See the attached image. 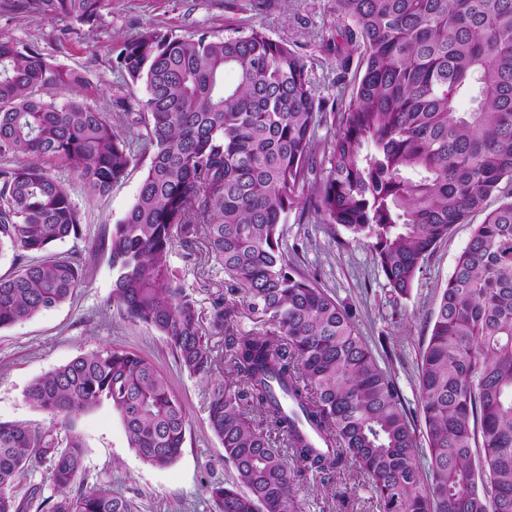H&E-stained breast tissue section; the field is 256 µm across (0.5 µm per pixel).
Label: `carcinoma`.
<instances>
[{"mask_svg":"<svg viewBox=\"0 0 512 512\" xmlns=\"http://www.w3.org/2000/svg\"><path fill=\"white\" fill-rule=\"evenodd\" d=\"M25 2L36 15L95 26L106 0ZM332 2L365 64L348 104L317 98L303 57L258 28L187 38L151 26L115 58L123 85L111 108L137 128L132 139L114 130L82 71L1 35L0 157L33 161L0 167V254L34 258L0 277V328L64 305L82 286L80 260L53 251L81 235L61 174L103 197L139 165L136 201L103 242L112 299L127 320L165 336L190 375H212L210 336L224 334L235 377L215 380L208 426L236 478L211 485L217 512H302L296 479L344 471L368 483L379 512H512V189H501L512 185V0ZM62 90L81 99L61 103ZM461 97L470 111L457 110ZM329 119L339 131L321 147L316 131ZM319 155L328 167L309 206L367 245L398 296L455 225L485 213L441 288L420 358L424 464L352 311L288 253V213ZM200 236L243 298L240 308L216 295L208 330L195 290L169 263L176 243ZM244 316L262 331L241 329ZM25 398L52 425L0 422V512H139L109 483L79 486L85 445L72 420L104 402L146 463L166 467L182 453L185 409L135 351L80 355ZM46 460L59 496L32 484L17 497Z\"/></svg>","mask_w":512,"mask_h":512,"instance_id":"carcinoma-1","label":"carcinoma"}]
</instances>
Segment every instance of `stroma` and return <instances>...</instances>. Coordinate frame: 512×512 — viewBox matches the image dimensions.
I'll return each instance as SVG.
<instances>
[{
  "instance_id": "35a3bbf8",
  "label": "stroma",
  "mask_w": 512,
  "mask_h": 512,
  "mask_svg": "<svg viewBox=\"0 0 512 512\" xmlns=\"http://www.w3.org/2000/svg\"><path fill=\"white\" fill-rule=\"evenodd\" d=\"M23 3L0 0V34L32 42L61 65L86 73L103 107L119 83L112 49L151 26L184 36L206 30L220 37L261 28L270 38L287 41L304 57L317 97L328 101L350 100L364 70L360 49L351 50L345 71L327 52L344 25L331 0H108L96 28L34 15ZM141 175L140 168H131L102 198L87 197L79 179H72L71 196L83 217L82 235L58 243L55 250L81 254L85 282L66 305L0 329V422L49 426V416L25 398L34 379L103 347L138 352L157 366L186 410L182 454L165 468L146 464L129 447L119 415L103 404L73 421L74 432L85 443L82 482L88 488L111 483L114 491L135 500L141 512H215L208 488L217 481H234L235 471L225 462L224 447L208 426L210 380L181 371L164 336L127 321L110 301L113 272L101 242L106 230L133 205ZM483 219L479 213L456 225L448 240L425 258L405 297L391 291L369 248L352 240L340 225L320 223L314 211L296 209L285 226L295 265L316 278L339 303L352 307L359 333L394 382L422 444L427 438L419 413L418 369L436 296ZM170 263L195 289L202 309H209L213 295L225 292L223 272L204 263L200 252L176 247ZM296 491L305 512H377L368 487L352 479L327 481L311 476L300 481Z\"/></svg>"
}]
</instances>
